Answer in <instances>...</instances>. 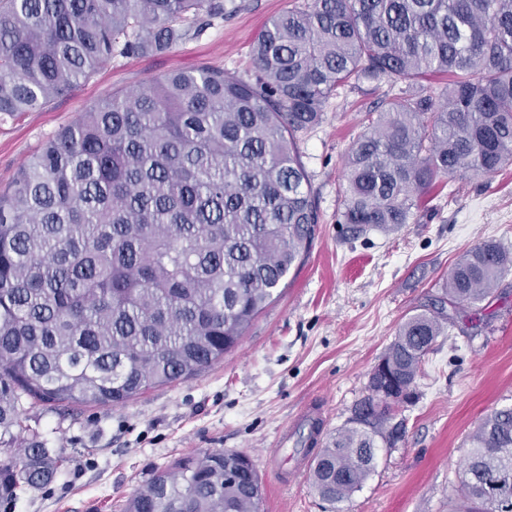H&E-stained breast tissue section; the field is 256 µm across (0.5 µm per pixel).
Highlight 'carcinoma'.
Returning <instances> with one entry per match:
<instances>
[{
  "mask_svg": "<svg viewBox=\"0 0 512 512\" xmlns=\"http://www.w3.org/2000/svg\"><path fill=\"white\" fill-rule=\"evenodd\" d=\"M223 0H0V113L38 112L112 56L165 52ZM255 79L199 66L116 90L62 126L0 193V504L52 481L59 458L28 409L126 404L224 358L281 295L318 215L299 136L341 89L387 92L345 162L337 222L393 231L443 178L512 163V0H310L270 18ZM438 75L433 89L423 79ZM512 270L493 242L466 251L443 297L410 315L370 375L349 426L316 455L333 504L372 471L394 408L413 400L454 310ZM455 512L512 504V406L469 436ZM251 458H179L125 512H259Z\"/></svg>",
  "mask_w": 512,
  "mask_h": 512,
  "instance_id": "cac0c4a2",
  "label": "carcinoma"
}]
</instances>
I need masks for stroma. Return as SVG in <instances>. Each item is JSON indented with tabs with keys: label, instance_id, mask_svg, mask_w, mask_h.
<instances>
[{
	"label": "stroma",
	"instance_id": "35a3bbf8",
	"mask_svg": "<svg viewBox=\"0 0 512 512\" xmlns=\"http://www.w3.org/2000/svg\"><path fill=\"white\" fill-rule=\"evenodd\" d=\"M305 0H224V17L169 51L115 56L97 75L40 112L0 115V189L63 125L112 91L202 64L255 77L253 44L264 23ZM377 94L346 90L299 147L316 199L309 254L280 297L252 322L223 360L196 376L124 405L72 413L33 409L27 419L62 462L50 484L20 491L7 512H124L155 472L187 454L246 453L263 485L260 512H450L457 502L468 435L493 409L512 406V272L493 295L438 337L415 385L395 409L403 436L377 450L362 487L342 503L323 500L309 467L293 469L282 429L310 420L329 441L368 393L372 368L399 325L440 297L450 267L475 245L512 252V165L493 177L437 182L417 216L396 231L353 236L338 223L343 166Z\"/></svg>",
	"mask_w": 512,
	"mask_h": 512
}]
</instances>
